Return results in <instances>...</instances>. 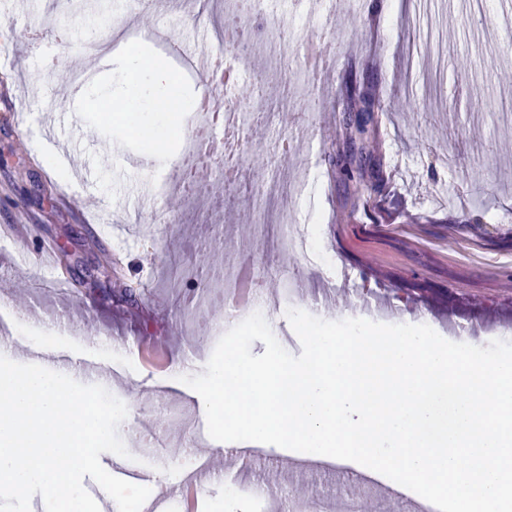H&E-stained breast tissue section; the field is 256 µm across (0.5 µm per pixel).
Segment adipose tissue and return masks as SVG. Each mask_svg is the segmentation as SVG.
<instances>
[{"mask_svg": "<svg viewBox=\"0 0 512 512\" xmlns=\"http://www.w3.org/2000/svg\"><path fill=\"white\" fill-rule=\"evenodd\" d=\"M119 81L123 92L95 101L96 110L105 112L116 105L131 116L154 113L155 122L141 125L140 138L149 152H157L176 134L182 113L192 111L193 98L184 92L169 68L160 64L143 66L141 55L133 49L127 53Z\"/></svg>", "mask_w": 512, "mask_h": 512, "instance_id": "ef3b65f1", "label": "adipose tissue"}]
</instances>
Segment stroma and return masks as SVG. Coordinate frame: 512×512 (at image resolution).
Masks as SVG:
<instances>
[{"mask_svg": "<svg viewBox=\"0 0 512 512\" xmlns=\"http://www.w3.org/2000/svg\"><path fill=\"white\" fill-rule=\"evenodd\" d=\"M322 0L317 14L298 0H272L268 25L287 42L293 60L280 68L246 21L236 45L249 72L262 74L275 130L246 125L240 177L232 191L207 160L203 188L161 195L178 174L181 137L148 154L125 114L93 111L76 96L112 91V70L127 49L119 33L135 34L144 63L180 72L154 38L195 53L217 47L220 0H0V225L26 222L0 235V354L52 352L101 363V384L127 407L124 428L148 434L150 445L128 444L129 458L100 456L106 470L132 466L134 484L152 496L184 472L179 426L156 429L159 407L187 410L205 424L195 392L179 382L181 367L203 372L220 338L236 324L209 311L205 294L239 260L250 261L268 296L267 321L285 349L288 308L333 321L357 310H387L392 319L426 324L440 336L456 328L460 342L487 346L512 337V85L497 75L512 69V19L504 0ZM67 30L72 47L54 46L55 66L32 48L28 33ZM335 41L338 62L326 85L310 84L300 60L315 36ZM382 92V110L362 146L381 189L371 211L356 207L336 160L349 145L338 110L347 68ZM291 95L280 102L282 76ZM291 138L282 158L278 136ZM277 175L299 187L287 214L255 202V185ZM308 237L312 250L288 246L277 231ZM53 244L55 264L36 251ZM123 274L107 276L102 257ZM65 272L58 282L57 272ZM160 346L164 367L148 371L138 345ZM218 480L207 482L200 512H260L261 502L234 493L241 480L284 493L371 496L369 485L331 473L308 483L291 478V452H277L276 472L260 462L239 467L223 442L206 439Z\"/></svg>", "mask_w": 512, "mask_h": 512, "instance_id": "1", "label": "stroma"}]
</instances>
